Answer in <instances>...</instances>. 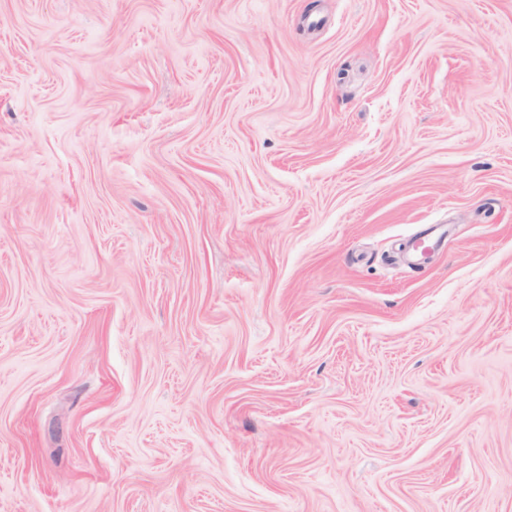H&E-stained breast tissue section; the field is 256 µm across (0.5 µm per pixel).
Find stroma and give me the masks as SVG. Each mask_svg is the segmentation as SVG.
<instances>
[{
    "label": "stroma",
    "instance_id": "1",
    "mask_svg": "<svg viewBox=\"0 0 512 512\" xmlns=\"http://www.w3.org/2000/svg\"><path fill=\"white\" fill-rule=\"evenodd\" d=\"M0 512H512V0H0Z\"/></svg>",
    "mask_w": 512,
    "mask_h": 512
}]
</instances>
